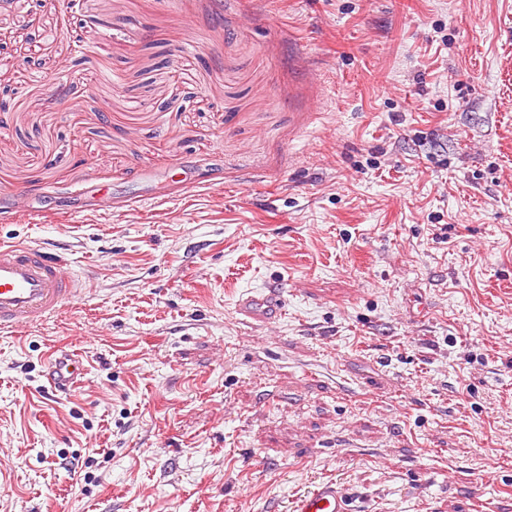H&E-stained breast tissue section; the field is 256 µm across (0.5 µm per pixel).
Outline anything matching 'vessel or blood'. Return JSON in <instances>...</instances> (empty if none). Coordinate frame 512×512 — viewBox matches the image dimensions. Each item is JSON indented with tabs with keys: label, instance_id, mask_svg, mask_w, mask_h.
I'll use <instances>...</instances> for the list:
<instances>
[{
	"label": "vessel or blood",
	"instance_id": "obj_1",
	"mask_svg": "<svg viewBox=\"0 0 512 512\" xmlns=\"http://www.w3.org/2000/svg\"><path fill=\"white\" fill-rule=\"evenodd\" d=\"M84 291L83 283L61 257L25 244L0 243V334L16 335L43 322ZM244 321L268 322L285 312L281 287L245 292L237 303ZM87 372L83 359L70 352L52 353L48 382L58 392L76 388ZM291 512H351L350 503L332 480H322L298 496Z\"/></svg>",
	"mask_w": 512,
	"mask_h": 512
}]
</instances>
